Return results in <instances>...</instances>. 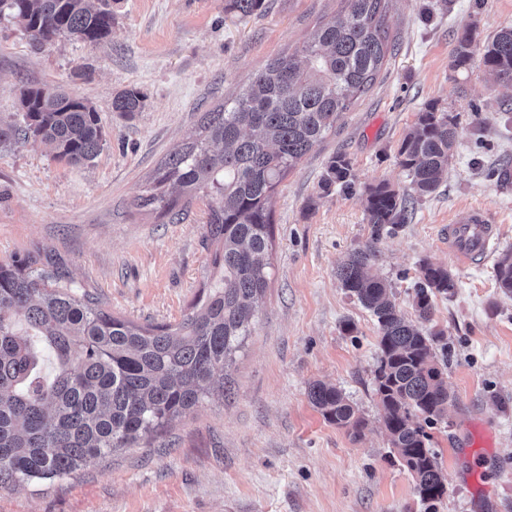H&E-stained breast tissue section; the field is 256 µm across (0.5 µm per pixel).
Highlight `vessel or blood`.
<instances>
[{
    "label": "vessel or blood",
    "instance_id": "b4317fda",
    "mask_svg": "<svg viewBox=\"0 0 512 512\" xmlns=\"http://www.w3.org/2000/svg\"><path fill=\"white\" fill-rule=\"evenodd\" d=\"M496 222L492 211L478 207L453 215L448 223V242L459 263L469 266L491 254L496 243Z\"/></svg>",
    "mask_w": 512,
    "mask_h": 512
}]
</instances>
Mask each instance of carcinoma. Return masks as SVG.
I'll use <instances>...</instances> for the list:
<instances>
[{
  "instance_id": "cac0c4a2",
  "label": "carcinoma",
  "mask_w": 512,
  "mask_h": 512,
  "mask_svg": "<svg viewBox=\"0 0 512 512\" xmlns=\"http://www.w3.org/2000/svg\"><path fill=\"white\" fill-rule=\"evenodd\" d=\"M388 0H345L292 54L265 64L248 86L204 114L205 138L175 149L160 167L142 207L175 219L182 214L162 187L210 198L207 234L216 283L200 290L177 325L138 326L115 317L88 294L61 282L38 257L0 260V488L72 476L89 459L159 435L215 393L250 334L251 319L270 279L267 261L277 186L301 159L336 129L357 95L375 83L394 43ZM263 0H228L225 9L248 16ZM0 17L18 23L42 48L74 37L105 45L114 13L109 0H0ZM495 80L512 88V24L483 43L471 26L457 33L452 69L469 70L475 56ZM144 94L126 89L112 111L139 112ZM22 124L0 123V149L23 136L72 164L93 162L104 146L97 108L87 99L48 87L21 89ZM458 135L456 117L427 105L403 138L398 155L419 197L433 193L448 171ZM354 185L352 168L337 155L322 187ZM408 194L379 184L368 189L371 241L340 266L345 290L374 316L380 356L375 392L390 448L413 475L424 502L439 500L444 479L425 427L448 411V383L437 349L441 330H424L401 311L391 284L371 275L380 232L406 223ZM495 279L512 294V252L495 264ZM456 288L448 269L425 262L413 308L432 321L434 298ZM45 352L53 365L40 367ZM310 399L324 418L361 435L364 420L344 393L314 384Z\"/></svg>"
}]
</instances>
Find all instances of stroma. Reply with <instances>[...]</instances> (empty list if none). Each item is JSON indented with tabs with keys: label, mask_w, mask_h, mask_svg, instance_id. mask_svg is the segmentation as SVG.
I'll list each match as a JSON object with an SVG mask.
<instances>
[{
	"label": "stroma",
	"mask_w": 512,
	"mask_h": 512,
	"mask_svg": "<svg viewBox=\"0 0 512 512\" xmlns=\"http://www.w3.org/2000/svg\"><path fill=\"white\" fill-rule=\"evenodd\" d=\"M341 7L264 0L242 16L224 0H115L110 46L61 40L41 50L0 20V119L20 121L22 87H59L97 107L105 138L88 165L24 141L0 151V260L42 253L113 316L180 322L214 281L208 202L194 200L173 222L138 197L167 155L198 133L204 112ZM511 23L512 0H391L393 55L277 188L272 275L224 396L153 443L88 461L71 478L0 489V512H512V294L498 288L494 259L465 266L448 244L454 211L478 206L497 216L498 252L512 251V176L495 174L512 165V90L481 62L451 68L463 26L475 25L482 41ZM132 87L145 95L142 110L113 111V96ZM432 102L457 118L454 157L407 223L380 236L374 266L411 320L423 262L448 268L456 283L452 296L436 298L431 322L446 334L452 399L430 429L445 483L430 508L388 442L374 390L376 322L336 271L371 236L366 189H408L398 149ZM337 155L351 164L353 190L321 187ZM318 382L355 405L366 422L361 437L312 404Z\"/></svg>",
	"instance_id": "stroma-1"
}]
</instances>
